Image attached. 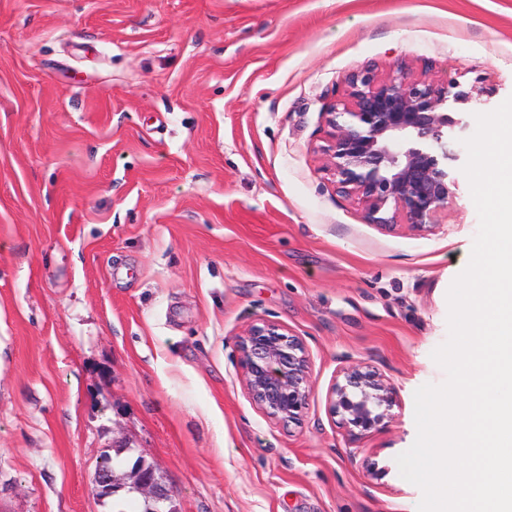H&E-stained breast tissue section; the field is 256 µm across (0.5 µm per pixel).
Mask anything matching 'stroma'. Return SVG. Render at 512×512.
<instances>
[{
	"label": "stroma",
	"mask_w": 512,
	"mask_h": 512,
	"mask_svg": "<svg viewBox=\"0 0 512 512\" xmlns=\"http://www.w3.org/2000/svg\"><path fill=\"white\" fill-rule=\"evenodd\" d=\"M366 67L471 94L435 224L367 223L329 173ZM511 96L512 0H0V512H112L120 447L177 512H417L396 458L479 227L463 141ZM259 319L309 354L289 426L242 380ZM356 364L395 403L354 441ZM341 376L328 393L332 413L341 416L353 437L376 430L393 404V388L367 366L344 369ZM110 455L104 456V462H107L112 468L102 469L98 467L92 477V485L95 495L101 499L108 498L112 494L113 486H121L129 484L135 492L144 496L147 501H154L162 505L161 510L166 512H177L172 504V494L170 489L162 482L157 474V470L153 464L147 468L145 464L135 471L127 473L114 472V466L117 465ZM127 490V489H126ZM134 492L127 490V492ZM168 504L171 505L167 509Z\"/></svg>",
	"instance_id": "stroma-1"
}]
</instances>
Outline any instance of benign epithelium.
I'll return each mask as SVG.
<instances>
[{"label":"benign epithelium","instance_id":"7a95c632","mask_svg":"<svg viewBox=\"0 0 512 512\" xmlns=\"http://www.w3.org/2000/svg\"><path fill=\"white\" fill-rule=\"evenodd\" d=\"M470 98L454 78L441 85L403 73L381 81L368 71L346 78L345 97L326 112V152L338 188L358 200L369 223H437L453 197L448 162L457 154L448 140L459 120L452 113ZM238 350L256 407L283 423L299 420L310 394L311 363L303 342L279 324L258 320L239 337ZM341 376L328 393L332 413L353 437L377 429L393 404V388L367 366H352ZM125 484L164 512H176L153 465L127 473L99 467L92 477L101 499Z\"/></svg>","mask_w":512,"mask_h":512}]
</instances>
